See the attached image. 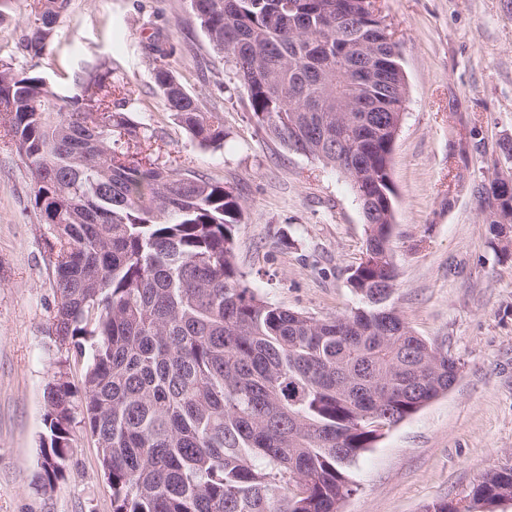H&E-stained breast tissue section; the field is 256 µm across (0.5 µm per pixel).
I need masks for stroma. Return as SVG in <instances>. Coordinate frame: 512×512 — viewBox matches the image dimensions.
I'll return each mask as SVG.
<instances>
[{
  "label": "stroma",
  "mask_w": 512,
  "mask_h": 512,
  "mask_svg": "<svg viewBox=\"0 0 512 512\" xmlns=\"http://www.w3.org/2000/svg\"><path fill=\"white\" fill-rule=\"evenodd\" d=\"M37 0L0 11V59L41 73L62 95L93 68L127 83L125 109L196 174L244 204L238 265L265 301L318 319L356 304L347 277L365 226L349 181L290 152L257 124L245 89L213 49L188 0H70L42 55L27 46ZM399 47L407 94L391 158L394 303L460 373L448 393L385 431L352 469L342 512H422L512 467V258L487 224L495 171L512 170V0H375ZM180 51L170 64L203 108L224 116V143H193L152 81L150 37ZM478 136H471V129ZM24 160L0 140V512H112L97 450L78 435L64 480L32 477L46 433L43 391L58 354L48 225L39 223Z\"/></svg>",
  "instance_id": "1"
}]
</instances>
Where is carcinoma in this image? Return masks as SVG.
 Masks as SVG:
<instances>
[{
  "label": "carcinoma",
  "mask_w": 512,
  "mask_h": 512,
  "mask_svg": "<svg viewBox=\"0 0 512 512\" xmlns=\"http://www.w3.org/2000/svg\"><path fill=\"white\" fill-rule=\"evenodd\" d=\"M366 0H189L247 92L257 122L289 151L341 170L365 224L366 259L350 269L359 305L317 319L258 297L243 281L235 227L244 206L224 184L159 162L155 135L119 111L130 90L94 72L61 97L39 73L0 59V127L25 159L33 207L54 238L49 330L65 352L91 349L80 386L59 361L44 388L40 471L64 479L77 433L95 442L112 512H340L351 468L384 430L448 392L457 360L418 336L393 303L397 280L382 221L394 201L391 141L361 133L336 146V113L306 112L347 93L336 58L377 20ZM69 0H38L29 47L44 53ZM165 109L202 147L224 117L202 109L148 45ZM512 495V468L486 473L464 499L424 512H470Z\"/></svg>",
  "instance_id": "cac0c4a2"
}]
</instances>
